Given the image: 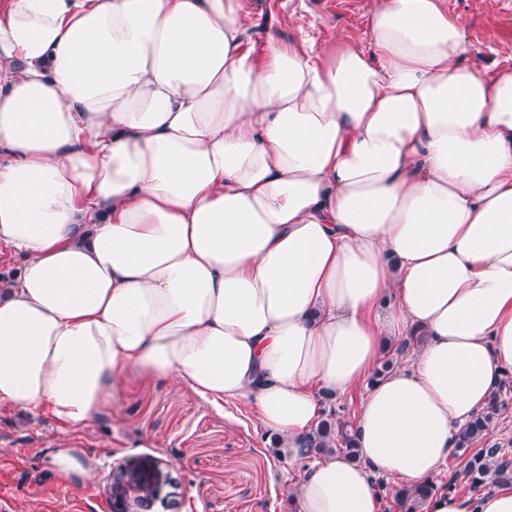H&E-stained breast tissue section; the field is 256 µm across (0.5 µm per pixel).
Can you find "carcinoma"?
<instances>
[{
  "label": "carcinoma",
  "mask_w": 512,
  "mask_h": 512,
  "mask_svg": "<svg viewBox=\"0 0 512 512\" xmlns=\"http://www.w3.org/2000/svg\"><path fill=\"white\" fill-rule=\"evenodd\" d=\"M422 337L411 336L400 342L394 353L385 357L380 367L373 374L378 378L393 370L398 363V356L421 343ZM502 390H497L491 396L488 404L467 424L459 435L456 444L455 458L461 460L462 467L454 478L448 481L446 491L457 490V482H462L471 489H479L494 483L512 481V459L506 458V453L499 445L475 448L473 444L484 438L491 430L500 411L505 407L501 396ZM338 451L344 456L356 460L359 451L350 423L336 418V411L329 409L327 418L323 420L311 441L310 452L317 455L330 451ZM435 492L432 484L409 487L399 485L391 488L392 497L398 502L402 512H421L426 499Z\"/></svg>",
  "instance_id": "1"
}]
</instances>
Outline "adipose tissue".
I'll return each instance as SVG.
<instances>
[{
    "instance_id": "obj_1",
    "label": "adipose tissue",
    "mask_w": 512,
    "mask_h": 512,
    "mask_svg": "<svg viewBox=\"0 0 512 512\" xmlns=\"http://www.w3.org/2000/svg\"><path fill=\"white\" fill-rule=\"evenodd\" d=\"M248 5L0 7V402L85 430L133 368L245 399L300 470L288 512H379L512 373V69L461 66L439 0H381L367 51L259 55ZM358 385V460L308 455ZM50 464L78 486L99 461ZM423 509L512 512V486Z\"/></svg>"
}]
</instances>
